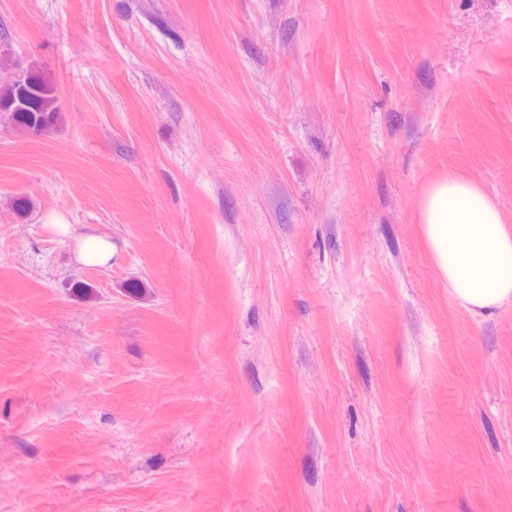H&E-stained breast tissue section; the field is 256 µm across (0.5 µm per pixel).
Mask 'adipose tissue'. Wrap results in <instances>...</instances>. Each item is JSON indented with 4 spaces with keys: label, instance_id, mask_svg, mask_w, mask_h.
I'll return each instance as SVG.
<instances>
[{
    "label": "adipose tissue",
    "instance_id": "adipose-tissue-1",
    "mask_svg": "<svg viewBox=\"0 0 512 512\" xmlns=\"http://www.w3.org/2000/svg\"><path fill=\"white\" fill-rule=\"evenodd\" d=\"M418 212L453 301L475 314L512 302V233L495 195L478 182L448 174L428 186Z\"/></svg>",
    "mask_w": 512,
    "mask_h": 512
}]
</instances>
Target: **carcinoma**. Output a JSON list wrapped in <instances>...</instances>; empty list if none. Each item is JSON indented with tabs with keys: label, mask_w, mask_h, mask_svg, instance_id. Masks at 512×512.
Returning <instances> with one entry per match:
<instances>
[{
	"label": "carcinoma",
	"mask_w": 512,
	"mask_h": 512,
	"mask_svg": "<svg viewBox=\"0 0 512 512\" xmlns=\"http://www.w3.org/2000/svg\"><path fill=\"white\" fill-rule=\"evenodd\" d=\"M10 113L21 129L41 135L58 115V95L54 86L31 75L10 79L0 86V112Z\"/></svg>",
	"instance_id": "1"
}]
</instances>
